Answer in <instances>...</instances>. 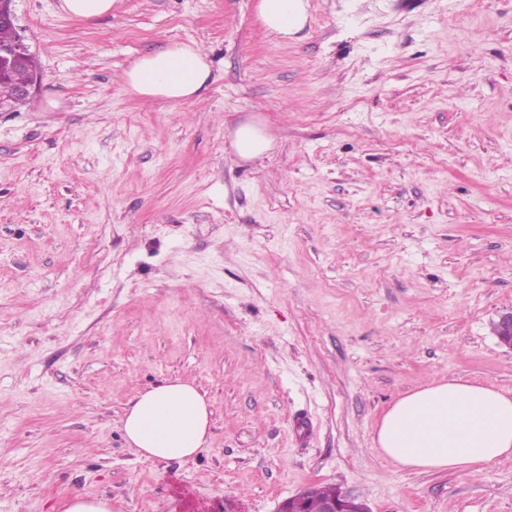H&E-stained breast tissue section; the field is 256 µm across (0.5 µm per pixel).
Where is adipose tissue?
<instances>
[{"label":"adipose tissue","mask_w":512,"mask_h":512,"mask_svg":"<svg viewBox=\"0 0 512 512\" xmlns=\"http://www.w3.org/2000/svg\"><path fill=\"white\" fill-rule=\"evenodd\" d=\"M264 29L294 37L308 20V0H256ZM213 64L195 41L175 42L135 58L125 70L128 94L182 104L201 98ZM137 454L160 461L192 458L207 444L210 412L190 383L169 380L139 393L122 418ZM396 466L470 475L512 456V397L458 377L432 381L390 405L375 436Z\"/></svg>","instance_id":"ef3b65f1"}]
</instances>
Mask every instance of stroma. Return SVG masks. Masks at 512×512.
<instances>
[{"label": "stroma", "mask_w": 512, "mask_h": 512, "mask_svg": "<svg viewBox=\"0 0 512 512\" xmlns=\"http://www.w3.org/2000/svg\"><path fill=\"white\" fill-rule=\"evenodd\" d=\"M59 3L15 0L40 88L0 105V512H276L315 486L512 512V457L415 472L373 446L433 380L512 395V0H309L288 40L256 0ZM182 40L213 62L200 99L123 91ZM247 116L273 139L254 162ZM169 379L211 438L139 458L121 416ZM116 0H61L60 10L68 16L84 21H95L110 16ZM232 145L241 159L253 161L266 155L272 139L259 123L249 121L237 126ZM64 499L63 512H112V505L106 499L91 498L77 493H68Z\"/></svg>", "instance_id": "35a3bbf8"}]
</instances>
